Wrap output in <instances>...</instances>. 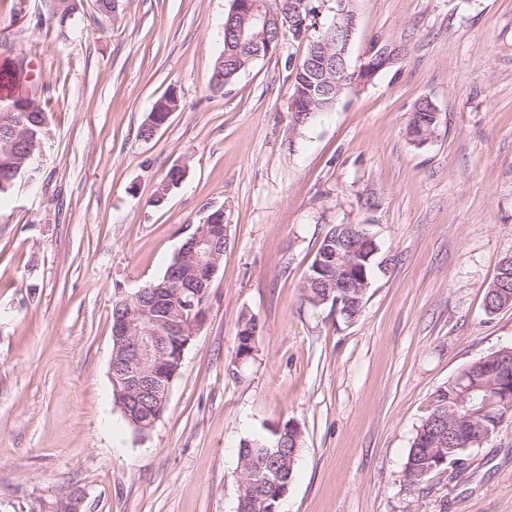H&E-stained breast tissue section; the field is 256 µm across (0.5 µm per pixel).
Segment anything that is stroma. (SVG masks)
<instances>
[{
  "label": "stroma",
  "instance_id": "1",
  "mask_svg": "<svg viewBox=\"0 0 512 512\" xmlns=\"http://www.w3.org/2000/svg\"><path fill=\"white\" fill-rule=\"evenodd\" d=\"M231 0H93L68 39L41 0H0L11 96L43 85L44 187L0 203V512H237L241 439L303 430L280 512H512V418L456 478L402 471L437 387L512 347V307L485 296L512 256V0H355L350 47L395 65L302 127L288 106L305 43L283 38L215 87ZM176 91L151 140L139 128ZM422 98L431 140L409 134ZM187 167L164 206L167 171ZM229 243L206 320L145 435L113 403L112 301L161 276L204 217ZM359 224L380 246L343 322L303 300L325 233ZM253 359H235L241 313Z\"/></svg>",
  "mask_w": 512,
  "mask_h": 512
}]
</instances>
